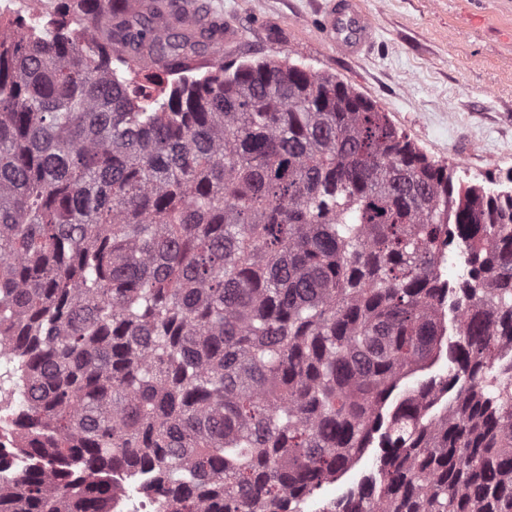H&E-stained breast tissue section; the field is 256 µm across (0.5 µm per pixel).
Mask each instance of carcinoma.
<instances>
[{"label":"carcinoma","instance_id":"carcinoma-1","mask_svg":"<svg viewBox=\"0 0 512 512\" xmlns=\"http://www.w3.org/2000/svg\"><path fill=\"white\" fill-rule=\"evenodd\" d=\"M126 2L0 20V337L41 462L0 512H112L116 468L167 512H302L376 440L321 512H512V191L333 75L193 77L224 25Z\"/></svg>","mask_w":512,"mask_h":512}]
</instances>
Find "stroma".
Masks as SVG:
<instances>
[{
  "label": "stroma",
  "mask_w": 512,
  "mask_h": 512,
  "mask_svg": "<svg viewBox=\"0 0 512 512\" xmlns=\"http://www.w3.org/2000/svg\"><path fill=\"white\" fill-rule=\"evenodd\" d=\"M325 2L207 0L244 34L225 60L286 59L336 76L463 181L512 171V0H359L379 36L356 58L320 38Z\"/></svg>",
  "instance_id": "stroma-1"
}]
</instances>
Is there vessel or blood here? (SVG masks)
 Here are the masks:
<instances>
[{
    "instance_id": "b4317fda",
    "label": "vessel or blood",
    "mask_w": 512,
    "mask_h": 512,
    "mask_svg": "<svg viewBox=\"0 0 512 512\" xmlns=\"http://www.w3.org/2000/svg\"><path fill=\"white\" fill-rule=\"evenodd\" d=\"M321 34L346 55L365 52L376 38V28L358 0H329L320 14Z\"/></svg>"
}]
</instances>
